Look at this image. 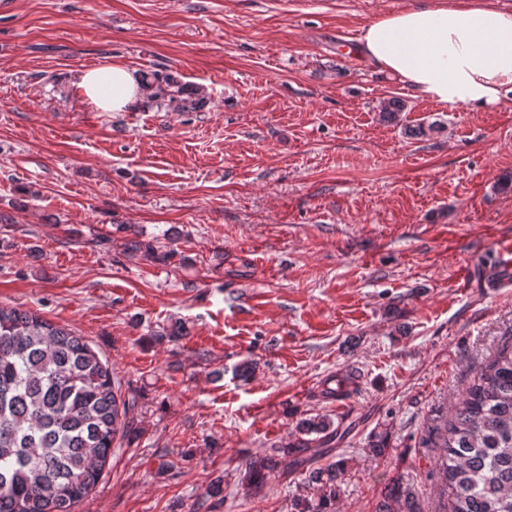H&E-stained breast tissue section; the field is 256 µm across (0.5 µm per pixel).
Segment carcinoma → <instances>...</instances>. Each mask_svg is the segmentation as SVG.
Listing matches in <instances>:
<instances>
[{
	"label": "carcinoma",
	"instance_id": "cac0c4a2",
	"mask_svg": "<svg viewBox=\"0 0 512 512\" xmlns=\"http://www.w3.org/2000/svg\"><path fill=\"white\" fill-rule=\"evenodd\" d=\"M146 89L159 108L187 103L184 85L172 78ZM356 379L348 371L326 393L346 396ZM128 413L108 364L82 337L0 305V512H72L99 482ZM296 431L294 441L247 462V485L264 483L286 457L294 470L307 467L317 453L312 435L335 436L327 419L301 420ZM440 448L446 512H512V347L462 392ZM345 474L342 459L313 468L311 494L294 499V512H334ZM375 512L420 506L397 479L384 487Z\"/></svg>",
	"mask_w": 512,
	"mask_h": 512
}]
</instances>
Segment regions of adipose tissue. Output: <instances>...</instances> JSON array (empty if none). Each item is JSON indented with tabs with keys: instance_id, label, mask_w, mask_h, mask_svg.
Here are the masks:
<instances>
[{
	"instance_id": "1",
	"label": "adipose tissue",
	"mask_w": 512,
	"mask_h": 512,
	"mask_svg": "<svg viewBox=\"0 0 512 512\" xmlns=\"http://www.w3.org/2000/svg\"><path fill=\"white\" fill-rule=\"evenodd\" d=\"M359 43L378 69L443 105L492 106L512 92V11L493 0L402 8L365 26ZM77 88L102 112L145 96L133 72L114 63L86 69Z\"/></svg>"
}]
</instances>
